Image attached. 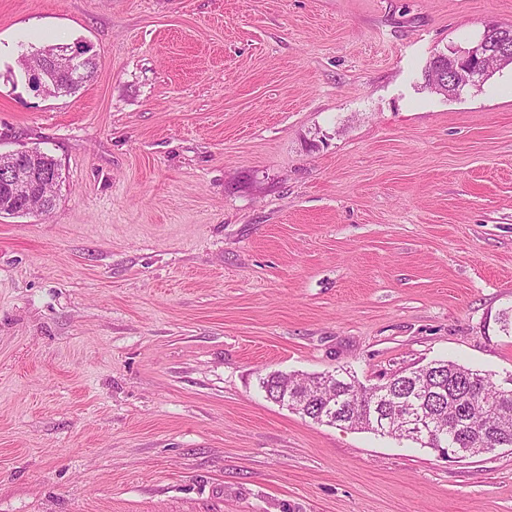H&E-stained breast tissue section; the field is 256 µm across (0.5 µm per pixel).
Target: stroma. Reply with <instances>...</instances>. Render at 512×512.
<instances>
[{
    "label": "stroma",
    "instance_id": "1",
    "mask_svg": "<svg viewBox=\"0 0 512 512\" xmlns=\"http://www.w3.org/2000/svg\"><path fill=\"white\" fill-rule=\"evenodd\" d=\"M512 0H0V153L61 165L0 216V512H512L473 458L317 424L273 371L453 360L512 386V66L435 53ZM86 45L94 76L20 64ZM491 40V28L487 25L480 37L469 47L452 49L450 52L455 53V57L460 59L461 62L458 69L449 72L448 54L438 53L434 56V60L447 62L445 80L443 81V88L441 87L442 93L457 98L460 97L459 95L465 87L481 86L493 70L487 66V55L490 51L499 56L502 64L512 59V46L510 44L500 43L491 50ZM77 50L79 51L67 57V66L63 68L66 77L71 79L70 81H68L66 77H60V80L63 83L62 85H56L52 80L46 77L44 73L47 75L55 73L57 71V65L56 60L51 58H45V64L41 70L43 74L40 78H31L32 86L34 88L39 89V86L42 83V86L44 88L47 87V89H49L50 87H52L54 93L57 92L69 94H71L72 92L74 93L77 89H79L82 86V84L85 83L88 80V78H90L94 73V69L96 68V62L94 55H89V47L81 45ZM76 53L80 55L83 61L79 59ZM80 67V75L76 79H73L75 74L78 73Z\"/></svg>",
    "mask_w": 512,
    "mask_h": 512
}]
</instances>
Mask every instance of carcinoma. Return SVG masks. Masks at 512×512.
<instances>
[{
  "label": "carcinoma",
  "mask_w": 512,
  "mask_h": 512,
  "mask_svg": "<svg viewBox=\"0 0 512 512\" xmlns=\"http://www.w3.org/2000/svg\"><path fill=\"white\" fill-rule=\"evenodd\" d=\"M80 75L61 78L57 85L46 76L32 86L72 93L94 73L90 48L80 46ZM23 203L0 189V216H20ZM266 397L291 403L303 399L300 414L318 424L343 423L380 435L405 439L438 451L482 448L488 453L512 447V390L501 391L492 374L452 361H436L395 373L386 382L366 388L350 377L308 376L274 371L260 380Z\"/></svg>",
  "instance_id": "obj_1"
}]
</instances>
